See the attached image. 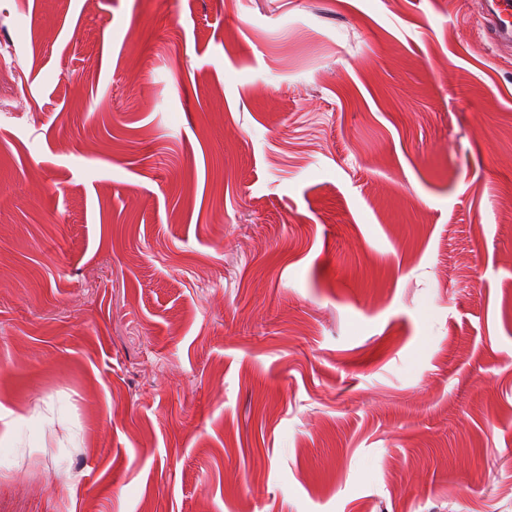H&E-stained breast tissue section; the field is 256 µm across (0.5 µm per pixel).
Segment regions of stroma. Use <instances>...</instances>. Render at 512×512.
Masks as SVG:
<instances>
[{
  "label": "stroma",
  "mask_w": 512,
  "mask_h": 512,
  "mask_svg": "<svg viewBox=\"0 0 512 512\" xmlns=\"http://www.w3.org/2000/svg\"><path fill=\"white\" fill-rule=\"evenodd\" d=\"M0 43V512H512L479 0H0Z\"/></svg>",
  "instance_id": "stroma-1"
}]
</instances>
